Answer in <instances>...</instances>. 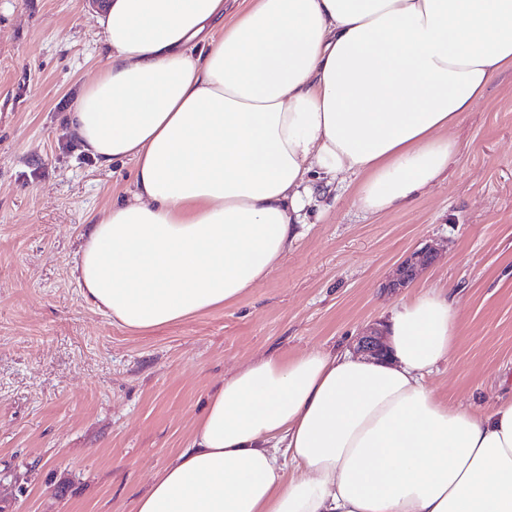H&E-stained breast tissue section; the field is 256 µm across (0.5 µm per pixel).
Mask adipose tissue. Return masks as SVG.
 Instances as JSON below:
<instances>
[{
    "label": "adipose tissue",
    "instance_id": "adipose-tissue-1",
    "mask_svg": "<svg viewBox=\"0 0 512 512\" xmlns=\"http://www.w3.org/2000/svg\"><path fill=\"white\" fill-rule=\"evenodd\" d=\"M108 54L66 116L133 185L92 224L87 303L146 332L229 305L302 237L315 181L409 206L512 68V0H107ZM459 302L394 306L388 353L267 356L207 397L186 448L130 512H512V396L473 412L429 384Z\"/></svg>",
    "mask_w": 512,
    "mask_h": 512
}]
</instances>
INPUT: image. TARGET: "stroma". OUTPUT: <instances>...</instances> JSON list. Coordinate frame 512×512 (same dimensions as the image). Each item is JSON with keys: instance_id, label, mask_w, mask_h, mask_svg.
<instances>
[{"instance_id": "35a3bbf8", "label": "stroma", "mask_w": 512, "mask_h": 512, "mask_svg": "<svg viewBox=\"0 0 512 512\" xmlns=\"http://www.w3.org/2000/svg\"><path fill=\"white\" fill-rule=\"evenodd\" d=\"M89 0H0V512H130L181 449L206 396L260 357L349 350L428 288L460 300L462 330L430 379L449 405L512 392V70L451 132L448 175L386 215L361 179L319 186L303 237L238 302L147 332L88 304L72 275L90 224L133 161L102 167L65 124L106 55ZM432 265L387 289L412 250Z\"/></svg>"}]
</instances>
